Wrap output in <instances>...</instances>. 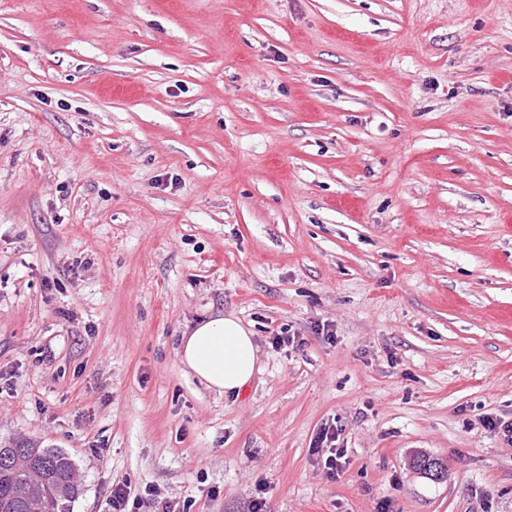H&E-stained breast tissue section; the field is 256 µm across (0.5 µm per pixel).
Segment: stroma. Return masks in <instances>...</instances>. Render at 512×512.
<instances>
[{
	"label": "stroma",
	"mask_w": 512,
	"mask_h": 512,
	"mask_svg": "<svg viewBox=\"0 0 512 512\" xmlns=\"http://www.w3.org/2000/svg\"><path fill=\"white\" fill-rule=\"evenodd\" d=\"M229 314L258 349L231 398L177 356ZM488 417L512 0H0V445L67 453L71 512L117 482L185 512H512ZM337 431L336 425L326 423L318 430L314 440L315 450L317 452L323 448H327L328 455L324 460V467L333 479H336V476L340 475L343 465L346 463L345 459L342 462L345 456L343 448H336V442L339 438Z\"/></svg>",
	"instance_id": "obj_1"
}]
</instances>
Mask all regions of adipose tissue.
<instances>
[{
	"instance_id": "ef3b65f1",
	"label": "adipose tissue",
	"mask_w": 512,
	"mask_h": 512,
	"mask_svg": "<svg viewBox=\"0 0 512 512\" xmlns=\"http://www.w3.org/2000/svg\"><path fill=\"white\" fill-rule=\"evenodd\" d=\"M178 357L184 368L208 389L237 396L254 376L257 346L251 331L238 318L219 316L187 332Z\"/></svg>"
}]
</instances>
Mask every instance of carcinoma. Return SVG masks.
Masks as SVG:
<instances>
[{"label": "carcinoma", "instance_id": "cac0c4a2", "mask_svg": "<svg viewBox=\"0 0 512 512\" xmlns=\"http://www.w3.org/2000/svg\"><path fill=\"white\" fill-rule=\"evenodd\" d=\"M81 491L71 457L23 439L0 447V502L10 512H70Z\"/></svg>", "mask_w": 512, "mask_h": 512}]
</instances>
